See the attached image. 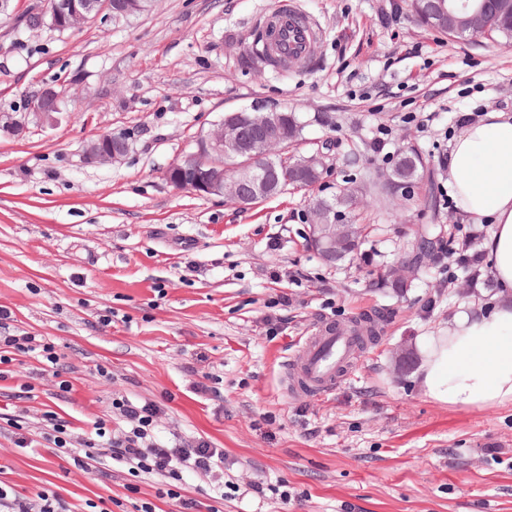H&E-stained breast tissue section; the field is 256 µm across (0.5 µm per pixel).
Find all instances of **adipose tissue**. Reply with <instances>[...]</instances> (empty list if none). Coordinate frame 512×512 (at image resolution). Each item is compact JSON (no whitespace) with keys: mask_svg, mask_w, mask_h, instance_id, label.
<instances>
[{"mask_svg":"<svg viewBox=\"0 0 512 512\" xmlns=\"http://www.w3.org/2000/svg\"><path fill=\"white\" fill-rule=\"evenodd\" d=\"M447 169L457 211L494 226L483 248L499 293L492 308L463 307L417 339L420 386L443 404L512 403V113L492 110L465 125L449 143Z\"/></svg>","mask_w":512,"mask_h":512,"instance_id":"1","label":"adipose tissue"}]
</instances>
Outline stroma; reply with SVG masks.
Returning <instances> with one entry per match:
<instances>
[{"instance_id": "obj_1", "label": "stroma", "mask_w": 512, "mask_h": 512, "mask_svg": "<svg viewBox=\"0 0 512 512\" xmlns=\"http://www.w3.org/2000/svg\"><path fill=\"white\" fill-rule=\"evenodd\" d=\"M45 6L12 0L0 16V306L12 334L53 343L60 374L21 354L0 378V480L30 496L56 491L74 512L101 496L116 500L112 512L144 501L181 512L158 496L161 478L85 472L39 437L49 415L75 435L97 421L120 429L112 404L123 399L159 405V444L223 449V490L183 479L198 512H512V403H437L415 377L418 337L462 305L494 301L490 267L473 287L442 253L404 294L373 280L410 256L415 225L490 234L457 214L444 165L461 118L512 111V43L448 39L417 25L406 0H154L139 17L62 33L28 27ZM281 7L318 28L312 62L243 68L254 30ZM49 87L61 94L58 122L14 132ZM272 104L304 123L297 152L329 145L320 184L242 207L167 181L224 113ZM321 113L332 125L316 123ZM103 133L125 137L127 154L85 163ZM363 141L378 152L354 158ZM408 146L424 156L421 179L375 201L372 177ZM346 187L363 193L346 221L372 231L331 268L307 245L309 205ZM376 309L390 314L379 341L327 395L289 389L285 365L305 336ZM22 404L18 430L9 418Z\"/></svg>"}]
</instances>
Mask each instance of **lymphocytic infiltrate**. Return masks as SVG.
<instances>
[{"mask_svg": "<svg viewBox=\"0 0 512 512\" xmlns=\"http://www.w3.org/2000/svg\"><path fill=\"white\" fill-rule=\"evenodd\" d=\"M116 408L126 423L125 429L99 442L84 439V454L74 456L76 466L89 473H106L109 467L127 468L132 476L152 474L170 479L168 497L179 500L183 512H194L197 502L183 496L178 482L187 474H203L215 478L224 476V451L207 440L196 447H165L152 435L160 412L156 403L135 404L118 402ZM0 512H71L68 503L57 493L43 490L27 496L14 485L0 481Z\"/></svg>", "mask_w": 512, "mask_h": 512, "instance_id": "1", "label": "lymphocytic infiltrate"}]
</instances>
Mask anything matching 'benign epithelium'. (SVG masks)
<instances>
[{"mask_svg":"<svg viewBox=\"0 0 512 512\" xmlns=\"http://www.w3.org/2000/svg\"><path fill=\"white\" fill-rule=\"evenodd\" d=\"M149 2L122 0L114 4L110 0L105 3L99 0H57L53 8L42 14L40 25L65 32L100 15L119 23L133 12L146 10ZM43 94L52 99V104L33 110V115L44 122H53L58 111V94L51 89L43 91ZM241 117L242 112H232L214 122L201 138L198 151L185 156L166 171L167 181L177 189L199 196L229 198V182L236 176L252 187L251 195L237 198L242 205L281 191L283 184L272 155L289 149V146L280 147L266 139L246 142L237 133L229 139L224 138V130L235 127ZM282 117L283 110L277 108L254 115L257 123L268 128L277 127ZM111 142L112 135L103 133L88 143L84 149L86 162L102 164L119 158L112 153ZM339 228V224L309 225V243L328 263L334 264L346 258V252L340 248V236L336 235Z\"/></svg>","mask_w":512,"mask_h":512,"instance_id":"1","label":"benign epithelium"}]
</instances>
